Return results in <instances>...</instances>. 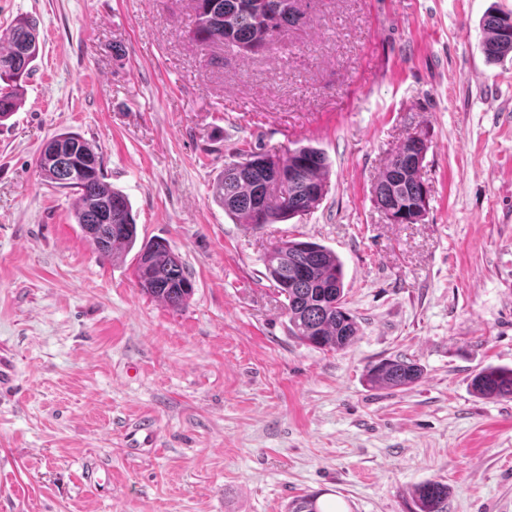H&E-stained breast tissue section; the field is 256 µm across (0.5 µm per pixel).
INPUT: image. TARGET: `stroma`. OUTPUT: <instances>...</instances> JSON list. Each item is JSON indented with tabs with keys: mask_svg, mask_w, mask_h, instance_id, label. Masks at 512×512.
I'll return each instance as SVG.
<instances>
[{
	"mask_svg": "<svg viewBox=\"0 0 512 512\" xmlns=\"http://www.w3.org/2000/svg\"><path fill=\"white\" fill-rule=\"evenodd\" d=\"M193 6L0 0V31L32 16L40 42L0 123V512H287L312 494L408 512L434 480L448 512H512V398L470 388L512 367V54L481 48L512 0H300L278 50L246 61L192 40ZM67 131L95 146L139 241L184 263L182 308L141 291L136 251L102 259L75 193L41 180ZM416 133L427 209L391 224L374 186ZM304 145L329 162L318 208L251 228L214 202L236 150ZM287 239L343 261L349 349L290 335L263 263ZM395 355L422 379L370 387Z\"/></svg>",
	"mask_w": 512,
	"mask_h": 512,
	"instance_id": "1",
	"label": "stroma"
}]
</instances>
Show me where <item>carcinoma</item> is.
Instances as JSON below:
<instances>
[{
	"label": "carcinoma",
	"instance_id": "obj_1",
	"mask_svg": "<svg viewBox=\"0 0 512 512\" xmlns=\"http://www.w3.org/2000/svg\"><path fill=\"white\" fill-rule=\"evenodd\" d=\"M192 39L205 47L228 46L240 58L257 53L268 27L277 30L269 49H275L279 34L296 25L301 11L298 0H193ZM483 52L495 60L512 52V15L490 14L483 20ZM39 52L36 21L21 17L0 33V121L20 106L21 82L32 70ZM410 148L402 144L392 155L375 187V202L382 210L415 198L420 190L419 170L407 164ZM265 154L250 153L247 162L224 168L213 188L214 201L240 224L257 227L276 224L318 207L326 186L324 152L312 146L285 151L272 167ZM41 179L73 190L77 198L75 220L100 255L115 260L124 249L133 248L138 230L127 197L105 181L101 160L94 146L80 136L64 132L53 136L38 162ZM106 223L123 231L102 238L97 234ZM275 288L287 301L291 335L323 351H343L358 334L356 317L346 307L343 263L332 250L308 241L283 240L264 257ZM141 290L172 309L191 297L194 286L182 261L164 240L141 244L135 268ZM423 369L403 357L384 358L369 365V385L389 389L411 386L422 378ZM473 391L486 399L512 398V368L489 366L471 380ZM448 486L428 481L415 487L411 512H447ZM289 512H322L317 497L307 495L293 501Z\"/></svg>",
	"mask_w": 512,
	"mask_h": 512
}]
</instances>
